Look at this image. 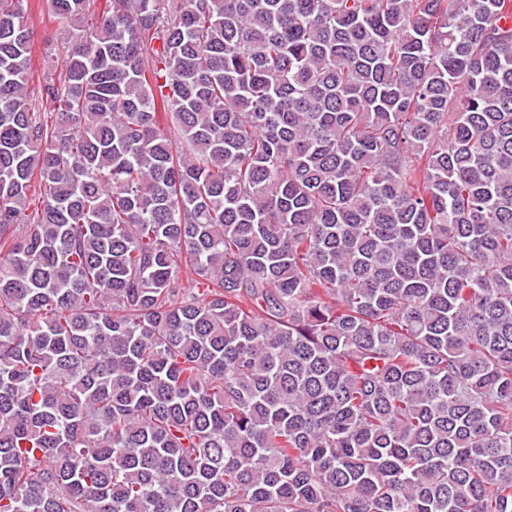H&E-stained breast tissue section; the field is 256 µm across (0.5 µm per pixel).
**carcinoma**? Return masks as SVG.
I'll return each mask as SVG.
<instances>
[{"label":"carcinoma","instance_id":"1","mask_svg":"<svg viewBox=\"0 0 512 512\" xmlns=\"http://www.w3.org/2000/svg\"><path fill=\"white\" fill-rule=\"evenodd\" d=\"M0 0V512H512V0ZM26 6L28 24L32 31L31 68L35 77H42L47 62L52 58L60 67L63 60L60 47L66 34L49 12L46 0H28Z\"/></svg>","mask_w":512,"mask_h":512}]
</instances>
